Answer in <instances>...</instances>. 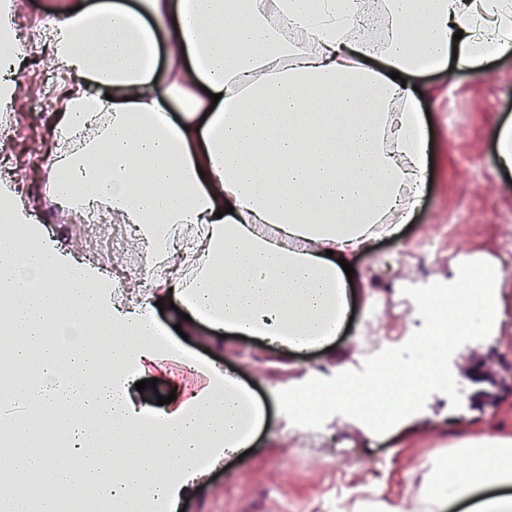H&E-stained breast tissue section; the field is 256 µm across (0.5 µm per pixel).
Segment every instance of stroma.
<instances>
[{
  "label": "stroma",
  "instance_id": "stroma-1",
  "mask_svg": "<svg viewBox=\"0 0 512 512\" xmlns=\"http://www.w3.org/2000/svg\"><path fill=\"white\" fill-rule=\"evenodd\" d=\"M47 54L43 44L12 61L26 84L45 93L57 111V85L44 79ZM420 82L434 90L425 103L429 179L412 222L397 237L380 240L374 253L357 258L364 282L353 291V320L327 346L285 356L254 339L220 337L205 323L182 320L169 306L174 293L159 296L144 289L149 302L166 301L160 321L180 326L188 339L171 355H158L137 369L135 383L127 387L132 401L172 413L185 396L206 393L208 377L186 366L194 357L232 371L265 411L264 429L250 453L211 462L195 474L182 490V512H354L357 501L374 499L393 507L401 499L421 497L422 465L451 454L458 439L512 431V393L495 383L500 365L512 363V179L497 160L498 132L512 124V51L478 71L426 68ZM51 126L49 116L24 108L19 93L0 111V145L19 173L15 185L28 201L30 218L41 226L62 211L61 204L37 192L50 169ZM464 256L506 269L507 275L489 337L463 344L451 358L455 380L465 381L475 371L483 376L465 382L461 408L452 409L444 394H432L422 411L381 436L335 414L320 428L319 443L302 449L304 432L280 412L277 391L361 369V337H378L383 348L406 343L423 321L404 287L448 282ZM378 301L390 307L367 326L369 307ZM152 378L156 387L136 389L137 381ZM161 396L169 397V404L158 405Z\"/></svg>",
  "mask_w": 512,
  "mask_h": 512
}]
</instances>
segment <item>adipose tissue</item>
Returning <instances> with one entry per match:
<instances>
[{
	"mask_svg": "<svg viewBox=\"0 0 512 512\" xmlns=\"http://www.w3.org/2000/svg\"><path fill=\"white\" fill-rule=\"evenodd\" d=\"M375 7L383 45L352 33ZM462 38H455V31ZM60 87L54 194L107 205L133 227L191 319L284 352L342 328L350 284L341 263L374 252L417 207L429 146L420 127L422 63L477 69L512 48L502 0H67L50 23ZM0 213V337L16 394L46 431L7 468L65 481L84 461L97 494L135 512L142 495L175 512L173 469L204 453L251 446L262 408L236 377L210 365L212 392L184 412L138 413L119 382L162 352L151 304L109 305L98 278L50 244L9 184ZM233 213H226V206ZM315 214L312 224L302 213ZM61 320L68 351L44 333ZM465 467L424 474L429 512H512V434L458 441Z\"/></svg>",
	"mask_w": 512,
	"mask_h": 512,
	"instance_id": "adipose-tissue-1",
	"label": "adipose tissue"
}]
</instances>
